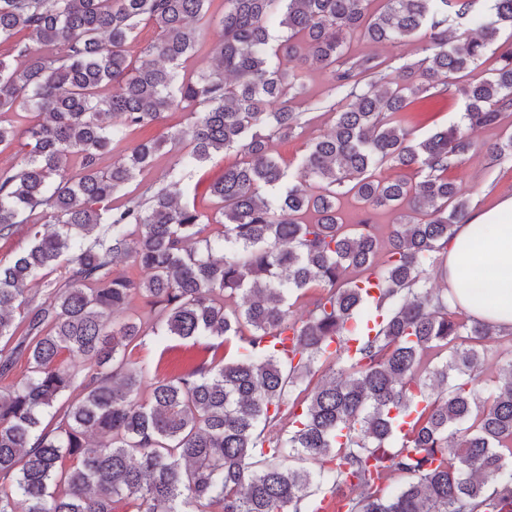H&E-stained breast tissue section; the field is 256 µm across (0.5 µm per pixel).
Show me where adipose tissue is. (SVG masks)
I'll return each mask as SVG.
<instances>
[{
    "label": "adipose tissue",
    "instance_id": "1",
    "mask_svg": "<svg viewBox=\"0 0 512 512\" xmlns=\"http://www.w3.org/2000/svg\"><path fill=\"white\" fill-rule=\"evenodd\" d=\"M445 267L449 306L512 328V197L470 213L457 226Z\"/></svg>",
    "mask_w": 512,
    "mask_h": 512
}]
</instances>
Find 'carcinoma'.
Wrapping results in <instances>:
<instances>
[{
  "label": "carcinoma",
  "instance_id": "1",
  "mask_svg": "<svg viewBox=\"0 0 512 512\" xmlns=\"http://www.w3.org/2000/svg\"><path fill=\"white\" fill-rule=\"evenodd\" d=\"M211 2L0 0V113L36 114L0 123V152L24 153L0 167V238L41 220L0 259V512H512V355L481 387L483 342L512 330L430 285L470 213L448 170L512 114V35L470 77L512 0L488 19L478 0H224L211 67L188 75ZM144 22L158 37L134 62ZM416 36L426 55L399 67L349 52ZM316 70L330 86L312 101ZM423 93L461 95L464 125L415 139L402 114ZM185 107V127L102 170ZM322 109L332 131L288 171L274 142ZM167 146L182 171L244 155L209 184L212 213L177 173L113 204ZM485 152L512 157V134ZM378 210L400 218L383 241ZM148 336L151 374L133 358ZM190 111L191 108L173 110L167 112L165 118L159 122L131 130L125 140L112 144V151L105 157L101 167L108 168L112 165V159L125 156L135 144L142 140L161 138L172 130L184 127L189 121Z\"/></svg>",
  "mask_w": 512,
  "mask_h": 512
}]
</instances>
